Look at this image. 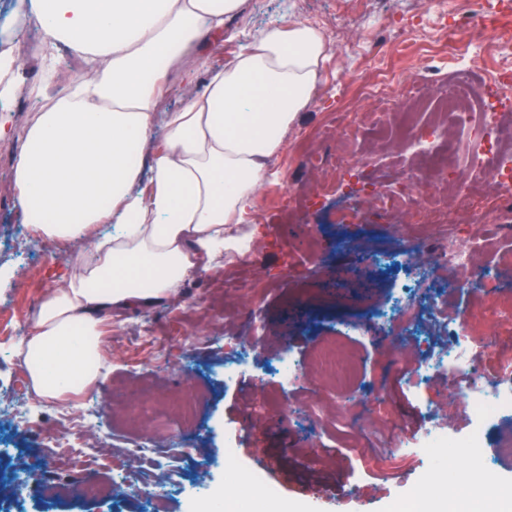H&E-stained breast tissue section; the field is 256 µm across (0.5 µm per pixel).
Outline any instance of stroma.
I'll return each mask as SVG.
<instances>
[{
	"mask_svg": "<svg viewBox=\"0 0 512 512\" xmlns=\"http://www.w3.org/2000/svg\"><path fill=\"white\" fill-rule=\"evenodd\" d=\"M456 0H246L243 14L232 18L238 39L214 41L207 51L214 64H229L251 34L285 27L293 21L319 23L323 15H357V28L336 35L327 31V57L321 65V93L288 128L281 150L268 162V175L255 205L229 235L247 242L257 260L238 266L225 251L210 270L188 277L170 302L149 308L113 311L102 325L108 367L92 384L82 409L91 425L86 440L99 453L95 476L113 483V465L123 464L126 483L116 495L72 503L49 501L31 493L22 504L9 499L13 461L24 459L47 478L78 483L87 476L58 464L45 466L41 440L51 435L68 400L34 401L33 432L19 437L0 424V445L11 458L0 460V512H199L211 491L227 475L240 478L246 494L241 512L254 500L301 502L309 512H400L417 506L437 477L475 469L493 492L512 488V457H502L497 440L512 436V418L494 424L484 448L455 458L440 444L433 453L404 444L411 427L430 429L445 422L456 436L471 429L472 414L456 403L460 388L447 364L436 366L424 383L406 382L394 370L397 350L391 333L377 328L352 330L366 305L390 304L409 287L430 297L431 283L414 266L399 265L376 273L364 264L365 253L398 250L403 239L422 232L432 245L442 242L437 216L421 203L400 212L372 206L365 195L389 192L411 157L398 153L394 134L408 123L426 124L457 70H467L474 84L489 75L512 72V0H488L499 39L483 41L465 34L464 57L448 56ZM39 33L22 27V47L29 57L24 85L10 102L17 130H24L46 99L64 95L71 79L69 50L59 55L53 80L39 63ZM414 84L419 97L404 101L403 111L380 102L373 89L384 79ZM384 112L388 125L364 126L354 148L352 170L337 181L331 168L313 165L311 156L329 157L342 146L325 136L344 114ZM19 142L0 140V404L14 401L29 376L16 355L30 335L28 316L46 295L80 272L91 249L82 241H49L22 224L14 206L13 173ZM482 210L471 227L472 239L484 243L477 257L490 262L498 250L496 214L500 206L489 183H480ZM348 210L337 222L338 210ZM306 272L299 283L283 278L288 265ZM249 280L252 292L225 288V278ZM476 292H453L440 300L438 318L425 326L431 348L445 353L448 326L478 302ZM154 341H146L144 330ZM473 352L488 377L512 365V322L486 326L472 322ZM353 354L356 364L347 384L308 378L288 381L286 367L306 366L328 340ZM246 348L244 364L232 379L224 362L236 345ZM194 391L196 419L183 426L168 414L169 395ZM152 420L167 416L158 435L165 451L195 449L204 473L185 467L164 492H157L156 465L132 455L131 439L149 438L148 430L129 421V412ZM362 437L364 446L350 442Z\"/></svg>",
	"mask_w": 512,
	"mask_h": 512,
	"instance_id": "obj_1",
	"label": "stroma"
}]
</instances>
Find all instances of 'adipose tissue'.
Returning a JSON list of instances; mask_svg holds the SVG:
<instances>
[{"mask_svg": "<svg viewBox=\"0 0 512 512\" xmlns=\"http://www.w3.org/2000/svg\"><path fill=\"white\" fill-rule=\"evenodd\" d=\"M243 0H29L44 32L40 63L55 70L66 46L84 79L36 113L21 137L14 200L23 221L53 240L113 225L98 259L47 296L18 349L35 394L80 393L105 360L99 326L113 310L148 307L218 261L266 179L296 114L320 81L325 36L289 24L262 35L229 66L214 67L205 36L224 33ZM205 73L162 113L168 73ZM162 150L151 151L157 124ZM151 165H144V158ZM481 494L450 498L439 480L422 512H504Z\"/></svg>", "mask_w": 512, "mask_h": 512, "instance_id": "1", "label": "adipose tissue"}]
</instances>
